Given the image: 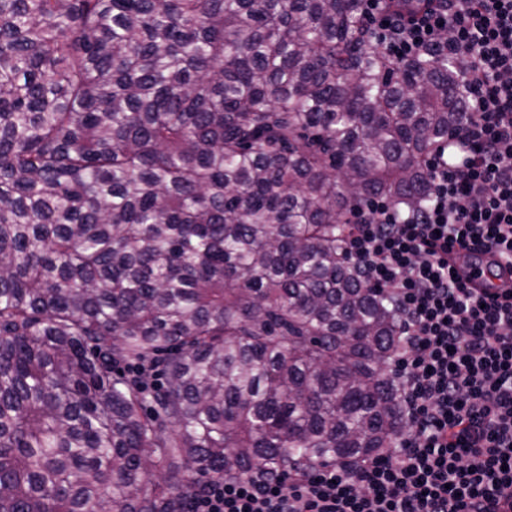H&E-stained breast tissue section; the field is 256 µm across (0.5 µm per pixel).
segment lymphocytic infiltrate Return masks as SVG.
I'll list each match as a JSON object with an SVG mask.
<instances>
[{
	"mask_svg": "<svg viewBox=\"0 0 512 512\" xmlns=\"http://www.w3.org/2000/svg\"><path fill=\"white\" fill-rule=\"evenodd\" d=\"M364 0L372 30L402 61L445 36L468 117L426 165L429 203L407 215L363 203L345 252L397 307L403 347L390 362L406 427L353 467L224 479L189 512H502L512 501V0H430L398 13ZM497 260L496 290L448 264Z\"/></svg>",
	"mask_w": 512,
	"mask_h": 512,
	"instance_id": "1",
	"label": "lymphocytic infiltrate"
}]
</instances>
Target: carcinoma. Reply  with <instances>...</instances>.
<instances>
[{"label":"carcinoma","instance_id":"carcinoma-1","mask_svg":"<svg viewBox=\"0 0 512 512\" xmlns=\"http://www.w3.org/2000/svg\"><path fill=\"white\" fill-rule=\"evenodd\" d=\"M458 65L362 0H0V512H187L403 419L342 243L428 198Z\"/></svg>","mask_w":512,"mask_h":512}]
</instances>
